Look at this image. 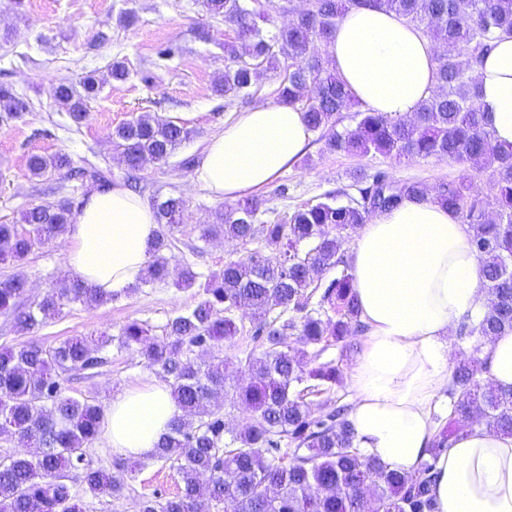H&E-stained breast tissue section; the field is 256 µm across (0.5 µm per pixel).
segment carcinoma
Wrapping results in <instances>:
<instances>
[{
  "label": "carcinoma",
  "mask_w": 512,
  "mask_h": 512,
  "mask_svg": "<svg viewBox=\"0 0 512 512\" xmlns=\"http://www.w3.org/2000/svg\"><path fill=\"white\" fill-rule=\"evenodd\" d=\"M206 10L236 27L241 47L224 46V75L215 83L224 96L249 94L260 72L288 60L278 88L285 105L298 106L310 131L331 151L364 157L446 159L466 174L441 185L435 195L420 181L397 182L382 170L362 175L359 196L338 188L324 199L292 212L283 223L259 221L257 197L215 212L202 238L224 236L242 242L264 240L280 247L270 257L257 249L245 259H230L199 292L186 312L168 320L165 338L156 340L137 321L116 336L97 340L74 336L44 347L34 340L0 351V435L17 440L18 450L0 459V512H80L73 493L79 485L92 496L122 495L124 481L96 466L87 450L101 431L104 409L93 399L64 393L63 375L98 372L108 363L105 350H131L170 384L180 414L157 445L152 459L176 470L181 491L143 498L139 512H208L230 501L235 512H435V463L450 440L484 425L512 435V388L484 377L480 339L512 333V146L494 140L492 123L480 102L474 72L500 37L512 36V0H313L288 25L268 30L265 15L244 0H203ZM353 6L392 11L426 30L439 44L437 86L410 118L361 109L362 103L339 79L329 54L313 53L315 39L329 41ZM100 81L86 76L76 88L63 81L53 97L77 125L87 118L86 103L97 96ZM356 109L353 129L338 130L340 113ZM29 104L0 86V119H15ZM183 125L142 113L112 132V143L127 170L167 161L186 141ZM490 168L492 202L470 194L473 174ZM28 169L40 177L67 170L73 179L88 178L107 188L111 174L75 166L66 154L32 155ZM434 199L473 228L472 247L482 262L480 287L493 296L479 322L464 317L457 334L475 339L471 354L453 366L448 395L454 399L448 423L427 449L429 458L414 472L393 469L365 457L354 446L347 420L349 406L320 401L337 383L340 370L320 362V352L340 341L358 324L353 276L341 255L345 238L376 212L405 200ZM185 208L182 197L155 201L161 230L150 251L140 284L171 276L184 287L198 274L189 266L172 267L166 251L172 230ZM73 202L37 206L23 213L25 227L0 224V262L21 265L39 244L62 235L71 224ZM341 268L311 306V285L329 269ZM27 277L15 273L0 280V314L22 333L74 303L100 304L118 298L78 279L61 283L34 305L21 299ZM252 311V336L260 353L246 362L251 381L225 389L224 358L215 354L236 335L237 300ZM281 307L274 317L273 307ZM304 347L294 352L288 337ZM250 412L230 442H224V417L208 408L218 392ZM41 449L39 456L31 448Z\"/></svg>",
  "instance_id": "carcinoma-1"
}]
</instances>
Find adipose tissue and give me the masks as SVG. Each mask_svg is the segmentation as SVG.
<instances>
[{"label":"adipose tissue","instance_id":"ef3b65f1","mask_svg":"<svg viewBox=\"0 0 512 512\" xmlns=\"http://www.w3.org/2000/svg\"><path fill=\"white\" fill-rule=\"evenodd\" d=\"M328 51L337 74L376 112L409 117L435 90L436 48L392 12L350 8ZM475 76L497 143L512 145V37L497 40ZM311 138L302 112L260 103L225 127L203 151L195 181L236 200L271 183L301 157ZM159 226L152 207L117 186L90 191L63 242L72 275L109 293L143 273ZM472 229L447 208L404 201L362 227L351 256L359 318L367 338L348 379V420L362 454L413 471L437 432L433 415L452 379L449 342L464 316L481 319L486 297ZM490 377L512 387V333L482 347ZM179 410L167 383L118 394L100 437L113 454H151ZM437 512H512V436L473 426L439 455Z\"/></svg>","mask_w":512,"mask_h":512}]
</instances>
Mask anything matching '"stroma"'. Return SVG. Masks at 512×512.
Returning a JSON list of instances; mask_svg holds the SVG:
<instances>
[{"label":"stroma","instance_id":"35a3bbf8","mask_svg":"<svg viewBox=\"0 0 512 512\" xmlns=\"http://www.w3.org/2000/svg\"><path fill=\"white\" fill-rule=\"evenodd\" d=\"M125 13L130 14V22H121ZM204 29L211 41L199 39ZM236 40L234 27L206 13L201 0H0V85L12 87L30 105L21 118L0 122V224L21 223L23 213L35 206H54L66 198L80 201L95 187L91 181L68 180L62 170L31 176L27 160L33 154L65 153L74 164L110 168L114 184H122L125 165L113 147L112 131L148 112L180 122L191 132L167 163L139 173V194L147 202L173 191L186 201L173 232L171 264L190 265L205 278L221 270L225 261L249 255L250 246L236 240H202L204 225L225 201L196 185L195 170L187 165L188 160L200 158L211 137L223 133L225 125L254 104L278 101L285 74L281 68L261 73L248 96L227 98L215 92L214 83L224 73V46ZM168 45L175 46V55L159 60L158 50ZM116 60L129 70L125 82L108 78ZM91 73L103 84L87 105L86 120L77 126L56 104L52 86L62 80L76 83ZM378 169L394 172L399 182H423L432 191L462 173L460 166L436 158L395 161L379 155L330 153L315 136L290 171L257 189V196L265 201L261 220L273 223L336 188H352L353 171ZM282 185L287 193H279ZM18 270L28 278L25 301L29 304L69 274L55 240L36 247L23 268L0 264V279ZM193 303L192 292L178 289L168 279L100 306L67 307L31 337L48 347L71 336L114 335L135 320L149 325L152 336L159 339L168 319ZM236 317L240 330L220 349L230 386L249 382L245 357L253 347L246 332L252 324L250 310H239ZM31 337L17 332L10 318L0 316V347H18ZM156 377L138 355L115 351L97 376L66 375L64 388L71 397L90 396L105 405L124 390ZM123 477L121 498L81 497L83 512H137L143 498L156 492L171 496L179 490L176 471L161 461L124 472Z\"/></svg>","mask_w":512,"mask_h":512}]
</instances>
